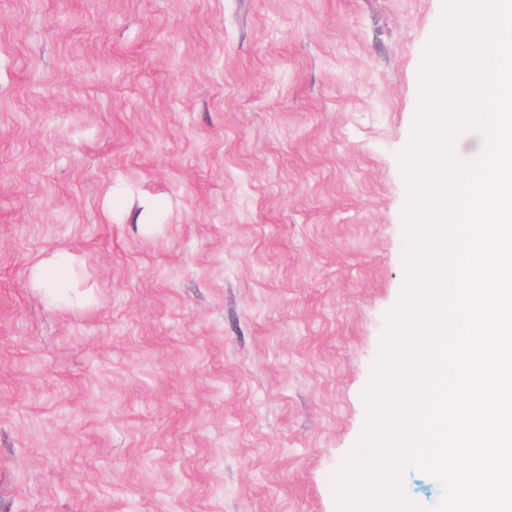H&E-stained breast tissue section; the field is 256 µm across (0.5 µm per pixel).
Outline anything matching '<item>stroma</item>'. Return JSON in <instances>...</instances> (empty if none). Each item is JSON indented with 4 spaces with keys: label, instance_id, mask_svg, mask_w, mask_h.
Segmentation results:
<instances>
[{
    "label": "stroma",
    "instance_id": "35a3bbf8",
    "mask_svg": "<svg viewBox=\"0 0 512 512\" xmlns=\"http://www.w3.org/2000/svg\"><path fill=\"white\" fill-rule=\"evenodd\" d=\"M443 9L0 0V512H337Z\"/></svg>",
    "mask_w": 512,
    "mask_h": 512
}]
</instances>
